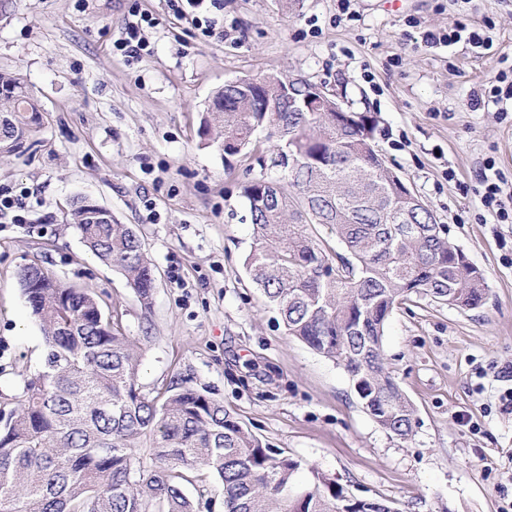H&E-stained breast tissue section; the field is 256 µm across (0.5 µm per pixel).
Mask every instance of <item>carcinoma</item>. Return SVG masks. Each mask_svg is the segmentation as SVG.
<instances>
[{"label": "carcinoma", "instance_id": "carcinoma-1", "mask_svg": "<svg viewBox=\"0 0 512 512\" xmlns=\"http://www.w3.org/2000/svg\"><path fill=\"white\" fill-rule=\"evenodd\" d=\"M260 80L252 97L218 89L203 120L204 136L222 135L217 148L233 141L232 156L247 155L258 131L278 141L242 189L253 235L246 273L287 334L342 366L376 424L407 439L415 408L386 367L390 315L413 296L476 309L487 298L484 274L376 153V116L288 105L268 112L258 101L275 98L283 76ZM41 112L21 75L0 73V114L12 119L0 156L20 151ZM289 148L305 160L290 164ZM95 218L83 199L73 202L70 220L85 245L149 302L156 277L140 236ZM323 228L344 253L332 251ZM19 282L46 352L10 408H0V512H212L215 490L224 512H399L269 447L190 376L172 380L162 400L142 392L141 342L92 291L36 262L20 269Z\"/></svg>", "mask_w": 512, "mask_h": 512}]
</instances>
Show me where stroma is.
<instances>
[{"label":"stroma","instance_id":"stroma-1","mask_svg":"<svg viewBox=\"0 0 512 512\" xmlns=\"http://www.w3.org/2000/svg\"><path fill=\"white\" fill-rule=\"evenodd\" d=\"M138 3L156 24L130 58L114 47L129 0H0V70L20 72L44 109L27 151L0 158V188L27 191L29 208L25 224L0 215V400L45 351L18 279L36 259L121 314L142 341L143 392L191 375L270 447L399 512H512V415L498 401L512 388V223L481 205L478 180L491 160L512 182V112L471 103L512 61V0H300L293 14L224 0L220 40L166 0ZM462 11L492 22L493 52L424 45ZM268 73L375 113V150L486 278L477 309L421 297L391 315L384 349L416 409L409 439L375 423L342 367L286 334L246 274L250 161L225 162L201 127L224 83ZM79 197L139 233L150 304L84 245L69 220Z\"/></svg>","mask_w":512,"mask_h":512}]
</instances>
